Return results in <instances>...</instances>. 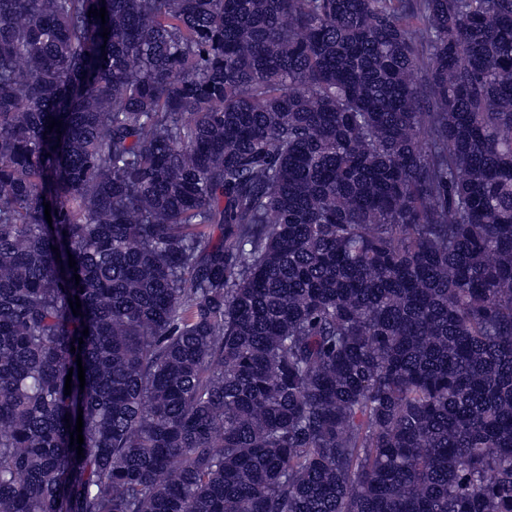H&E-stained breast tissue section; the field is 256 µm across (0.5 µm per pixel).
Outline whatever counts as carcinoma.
I'll list each match as a JSON object with an SVG mask.
<instances>
[{
    "label": "carcinoma",
    "mask_w": 512,
    "mask_h": 512,
    "mask_svg": "<svg viewBox=\"0 0 512 512\" xmlns=\"http://www.w3.org/2000/svg\"><path fill=\"white\" fill-rule=\"evenodd\" d=\"M0 512H512V0H0Z\"/></svg>",
    "instance_id": "obj_1"
}]
</instances>
